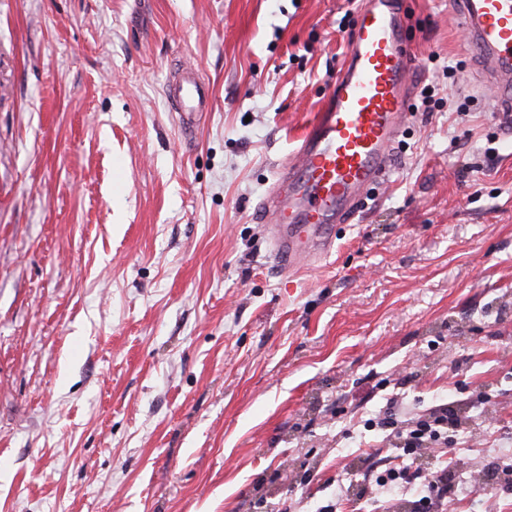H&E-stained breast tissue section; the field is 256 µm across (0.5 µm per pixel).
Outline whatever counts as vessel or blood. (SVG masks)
Masks as SVG:
<instances>
[{
	"label": "vessel or blood",
	"instance_id": "vessel-or-blood-1",
	"mask_svg": "<svg viewBox=\"0 0 512 512\" xmlns=\"http://www.w3.org/2000/svg\"><path fill=\"white\" fill-rule=\"evenodd\" d=\"M404 0H365L347 56L322 112L301 134L259 204L274 259L288 272L322 262L337 225L351 223L368 193L386 181L400 131L411 115L415 62ZM453 16L491 89L502 139L512 143V0H455ZM165 94L185 136L214 105L195 66L176 65Z\"/></svg>",
	"mask_w": 512,
	"mask_h": 512
}]
</instances>
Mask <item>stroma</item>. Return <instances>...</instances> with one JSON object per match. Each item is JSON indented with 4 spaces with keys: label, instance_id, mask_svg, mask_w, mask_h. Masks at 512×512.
Returning <instances> with one entry per match:
<instances>
[{
    "label": "stroma",
    "instance_id": "obj_1",
    "mask_svg": "<svg viewBox=\"0 0 512 512\" xmlns=\"http://www.w3.org/2000/svg\"><path fill=\"white\" fill-rule=\"evenodd\" d=\"M361 0H0V512H378L369 419L488 412L447 512L512 456V146L451 0H405L416 112L330 257L256 213ZM189 61L214 108L185 138ZM165 94L172 112H177L182 133L191 138L203 116L212 112V88L196 66L177 64L170 71Z\"/></svg>",
    "mask_w": 512,
    "mask_h": 512
}]
</instances>
